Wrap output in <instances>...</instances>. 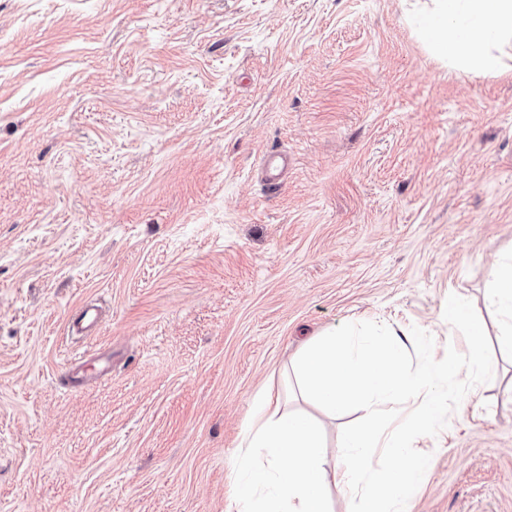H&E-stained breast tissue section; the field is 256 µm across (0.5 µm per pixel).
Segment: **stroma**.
I'll return each instance as SVG.
<instances>
[{"instance_id": "stroma-1", "label": "stroma", "mask_w": 512, "mask_h": 512, "mask_svg": "<svg viewBox=\"0 0 512 512\" xmlns=\"http://www.w3.org/2000/svg\"><path fill=\"white\" fill-rule=\"evenodd\" d=\"M420 0H0V512H228L266 389L325 330L419 327L498 375L410 512H512V75L437 59ZM288 168L269 190L259 168ZM99 330L71 333L81 308ZM488 299L493 311L506 318L504 324L510 336L512 334V255L497 269Z\"/></svg>"}]
</instances>
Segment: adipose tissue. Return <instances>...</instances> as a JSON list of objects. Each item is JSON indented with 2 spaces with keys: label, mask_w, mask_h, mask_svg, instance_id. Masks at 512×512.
Segmentation results:
<instances>
[{
  "label": "adipose tissue",
  "mask_w": 512,
  "mask_h": 512,
  "mask_svg": "<svg viewBox=\"0 0 512 512\" xmlns=\"http://www.w3.org/2000/svg\"><path fill=\"white\" fill-rule=\"evenodd\" d=\"M422 34L449 62L490 75L508 68L502 48L512 45V0H432ZM236 512H330L324 493V445L313 419L283 412L266 391L246 438Z\"/></svg>",
  "instance_id": "ef3b65f1"
}]
</instances>
